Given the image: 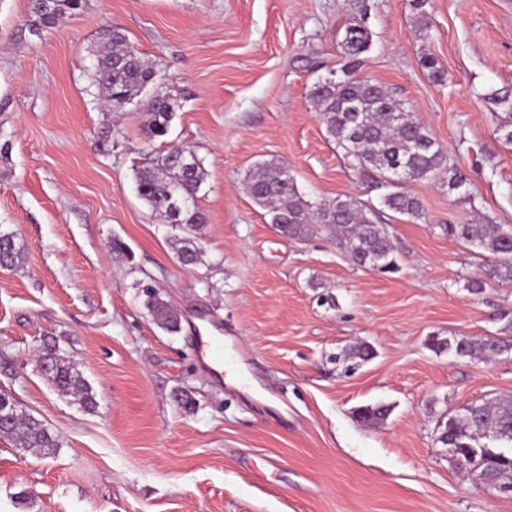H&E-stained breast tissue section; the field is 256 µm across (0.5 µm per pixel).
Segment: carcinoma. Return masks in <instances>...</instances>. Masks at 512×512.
I'll list each match as a JSON object with an SVG mask.
<instances>
[{"label": "carcinoma", "mask_w": 512, "mask_h": 512, "mask_svg": "<svg viewBox=\"0 0 512 512\" xmlns=\"http://www.w3.org/2000/svg\"><path fill=\"white\" fill-rule=\"evenodd\" d=\"M82 0H31L29 31L33 34L58 25L80 9ZM342 45L351 60L366 52L371 45L368 30L362 26L347 27ZM95 83L107 106L120 112L134 102L145 88L154 83L155 72L119 28L108 33V40L97 59ZM329 137L343 151L350 166L363 175L377 173L380 184L391 191L380 197V206L356 198L336 199L331 204H315L305 199L296 182L283 181L285 168L277 163H261L245 177V190L259 206L268 209L273 228L281 235L299 239L306 237L314 225L328 229L336 244L357 264H366L382 272L399 268L397 256L383 227L378 224L381 209L412 219L423 217L417 199L398 190L399 183L437 178L448 192L460 191L465 180L447 152L405 104L385 88L368 78L345 77L335 82L321 79L310 90ZM175 103L167 95L156 94L148 102L147 133L162 138L168 133ZM495 130L504 142L512 143V112L495 114ZM203 181V160L184 147H173L136 170L138 195L159 215L172 224H180L195 232L204 224L197 195ZM448 234L472 244L479 256L493 261L484 271L486 279L471 278L464 288L476 294L486 280L512 283V229L498 224H450ZM21 256L20 246L12 233H0V264L15 268ZM179 261L194 265L201 257L200 248L187 239L177 251ZM146 306L158 324L169 332L178 330L175 309L158 293L146 291ZM501 336L474 339H435L432 346L455 356L493 361L512 351V319ZM367 344L355 345L347 353L354 369L372 357ZM39 370L59 394L74 399L85 409L97 406L96 395L83 375L54 347H46ZM0 400L13 405L12 420L0 426V438L17 448L42 455L60 447L59 436L19 408L10 394L1 392ZM384 405L363 406L356 414L364 423L385 418ZM448 447L469 449L483 438H496L512 444V394L480 399L467 405L461 414L448 416L442 426ZM473 466L499 482H512V463L485 461L477 457Z\"/></svg>", "instance_id": "obj_1"}]
</instances>
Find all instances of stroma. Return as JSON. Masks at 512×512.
<instances>
[{
	"label": "stroma",
	"mask_w": 512,
	"mask_h": 512,
	"mask_svg": "<svg viewBox=\"0 0 512 512\" xmlns=\"http://www.w3.org/2000/svg\"><path fill=\"white\" fill-rule=\"evenodd\" d=\"M29 6L0 0V231L24 251L0 272V390L61 446L45 457L0 439V512H512L511 494L476 485L437 440L448 414L512 393V355L430 345L494 335L512 317V284L466 290L483 265L445 229L512 227V144L492 120L512 99V0H427L424 38L411 0H84L38 36ZM358 23L372 37L358 72L413 110L476 199L406 183L424 215L385 213L394 273L358 266L321 229L282 236L243 190L273 161L308 200L378 202L377 178L351 168L309 96L345 67ZM113 26L158 73L143 99L178 103L165 139H148L142 104L115 112L99 93L96 51ZM174 145L205 170L202 260L187 266L183 230L135 190L148 153ZM144 282L180 311V332L156 325ZM206 325L277 408L202 362ZM359 343L374 354L345 373ZM48 345L89 382L95 411L41 375ZM376 404L383 420H356Z\"/></svg>",
	"instance_id": "stroma-1"
}]
</instances>
